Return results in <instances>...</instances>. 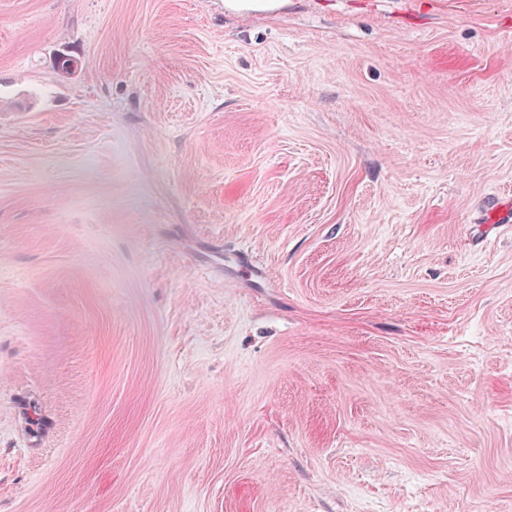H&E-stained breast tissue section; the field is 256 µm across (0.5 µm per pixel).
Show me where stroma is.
<instances>
[{"instance_id":"stroma-1","label":"stroma","mask_w":512,"mask_h":512,"mask_svg":"<svg viewBox=\"0 0 512 512\" xmlns=\"http://www.w3.org/2000/svg\"><path fill=\"white\" fill-rule=\"evenodd\" d=\"M491 200L512 0H0V512H512ZM288 4V0H224V10L228 13H272Z\"/></svg>"}]
</instances>
